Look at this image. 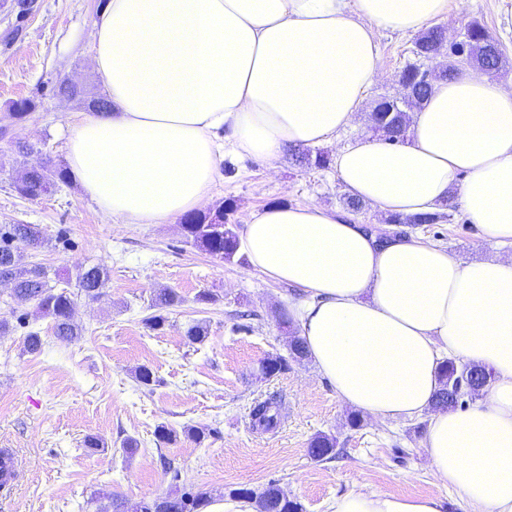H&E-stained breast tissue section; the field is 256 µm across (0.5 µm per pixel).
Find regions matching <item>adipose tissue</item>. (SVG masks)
<instances>
[{
  "mask_svg": "<svg viewBox=\"0 0 512 512\" xmlns=\"http://www.w3.org/2000/svg\"><path fill=\"white\" fill-rule=\"evenodd\" d=\"M455 0H107L92 59L111 110L70 127L67 163L117 224H172L214 197L228 157L278 168L334 146L381 76L375 31L446 22ZM409 141L337 148L346 190L386 214L457 192L499 253L478 261L377 239L312 203L251 213L250 267L300 289L292 312L319 374L376 420L427 415L434 476L466 512H512V87L461 71L413 108ZM493 373L471 408H433L444 356ZM444 499L352 492L333 512H445Z\"/></svg>",
  "mask_w": 512,
  "mask_h": 512,
  "instance_id": "obj_1",
  "label": "adipose tissue"
}]
</instances>
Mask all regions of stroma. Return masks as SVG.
<instances>
[{
  "mask_svg": "<svg viewBox=\"0 0 512 512\" xmlns=\"http://www.w3.org/2000/svg\"><path fill=\"white\" fill-rule=\"evenodd\" d=\"M103 3L39 0L36 14L20 23L12 0H0V224H35L48 238L46 248L26 254L28 264L59 273L97 265L108 273L99 298H77L73 320L81 335L72 343L57 340L50 319L33 305L14 302L9 286L0 284V320L10 325L0 335V448L12 450L20 472L11 492L0 491V512H102L112 497L130 508L169 494L173 469L180 486L207 493L223 512H246L234 490L258 492L271 482L303 512H330L336 497L375 489L439 496L447 512H463L431 472L425 418L367 416L361 427H350V408L308 358L276 376L257 377L260 360L287 355L296 332L282 323L291 287L186 243L180 224L113 223L73 179L55 183L37 200L18 194L15 184L25 167L48 161L66 168L68 125L89 109L88 98H65L58 84L68 78L91 95L105 92L91 50ZM500 19V0H465L443 28L453 39L480 21L503 50L497 80L512 83V32ZM375 39L383 77L368 89L357 120L337 134L335 147L371 133L376 102L402 98L400 74L417 61L416 34L379 30ZM20 99L34 104L23 118L11 109ZM22 144L28 155L19 154ZM335 147L323 148V155L333 156ZM297 156L290 150L275 170L254 158L225 160L207 214L227 207L228 223L242 227L250 212L275 203L345 211L346 190L335 165L318 168ZM353 218L377 234L411 235L469 260L498 250L459 209L450 220L419 226L387 223L368 204ZM161 288L174 289L181 304L157 309ZM204 292L213 301H199ZM24 312L29 326L22 329L16 317ZM157 313L165 325L153 330L145 320ZM245 314L253 330L236 332ZM197 323L207 337L192 344L187 330ZM30 329L43 338L34 354L25 344ZM142 366L153 371L154 386L137 381ZM263 400L283 408L279 425L268 432L253 429L250 416ZM162 424L176 431L175 441L158 442L155 430ZM191 427L204 430V439L188 436ZM321 432L335 436L338 454L318 462L308 446ZM89 435L102 439L103 448L85 447ZM130 437L139 448L128 457L122 443Z\"/></svg>",
  "mask_w": 512,
  "mask_h": 512,
  "instance_id": "stroma-1",
  "label": "stroma"
}]
</instances>
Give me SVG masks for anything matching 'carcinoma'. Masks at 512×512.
<instances>
[{"mask_svg": "<svg viewBox=\"0 0 512 512\" xmlns=\"http://www.w3.org/2000/svg\"><path fill=\"white\" fill-rule=\"evenodd\" d=\"M441 29H428L415 41V54L424 60L436 52ZM461 58L469 60L486 73L497 71L502 62V50L487 29L479 21H472L458 44ZM401 82L410 90L409 107H417L427 99L432 85L423 81L421 66L410 64L401 73ZM374 129L384 140L398 143L404 140L409 125L408 113L395 100L381 98L372 112ZM66 179L62 169L48 164L27 168L26 179L16 184L17 192L28 199H38L54 186V179ZM445 217V213L389 218L391 224H435ZM182 229L186 242L225 261H232L238 252V235L235 225L224 223V211L215 217L192 214L183 218ZM46 245V239L36 224L0 225V279H8L13 284V297L22 303H32L40 314L53 322V333L61 342L70 343L81 334L72 322V311L77 296L96 299L107 284V273L97 266L82 267L77 270L75 282L78 293L66 288L56 289L49 284V274L42 267H29L24 263V252H36ZM290 358L307 357L304 342L297 336L288 345ZM288 358V359H290ZM288 359L280 354H272L264 360L263 370L274 376L288 370ZM440 388L434 395L432 404L436 409H452L464 402V396H475L492 379L484 367L467 364L458 366L453 359L445 360L440 366ZM279 409L270 401L257 403L252 409L253 426L270 430L279 422ZM308 454L317 461L330 460L336 455V438L319 433L314 436ZM235 497L254 505L256 512H302L297 501L288 498L279 486L271 482L261 492L240 489ZM209 503L205 493L183 489L158 500L143 501L138 512H201Z\"/></svg>", "mask_w": 512, "mask_h": 512, "instance_id": "carcinoma-1", "label": "carcinoma"}]
</instances>
